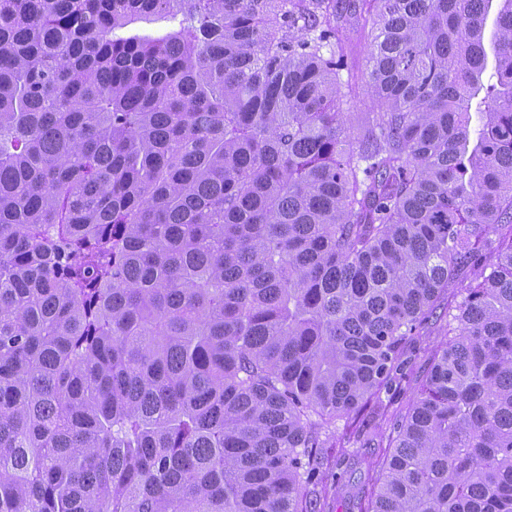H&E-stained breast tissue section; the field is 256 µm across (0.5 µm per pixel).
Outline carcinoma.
<instances>
[{"label":"carcinoma","mask_w":512,"mask_h":512,"mask_svg":"<svg viewBox=\"0 0 512 512\" xmlns=\"http://www.w3.org/2000/svg\"><path fill=\"white\" fill-rule=\"evenodd\" d=\"M353 412L512 512V0H0V512H318ZM371 33L368 29L361 37L354 36L353 44L351 46L350 54L348 57V63L355 70L364 71L365 70V60L367 54L370 50V42H371ZM444 325L445 322L443 321H433L428 326L425 335L422 336L420 342L410 353V376L403 383L401 391L391 400L389 405L390 411L400 407H405L415 398L418 391L416 377L421 375L423 370L427 368L436 347L443 339Z\"/></svg>","instance_id":"obj_1"}]
</instances>
